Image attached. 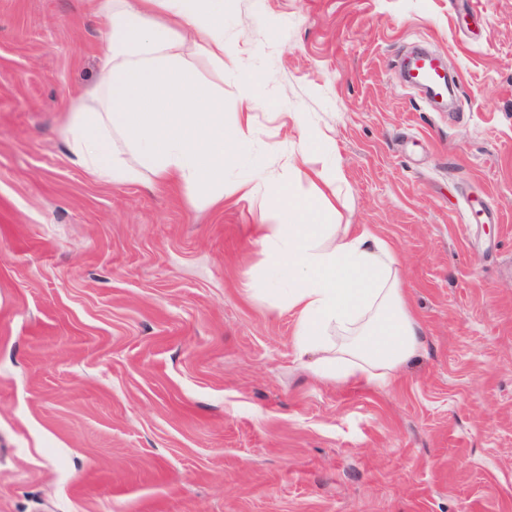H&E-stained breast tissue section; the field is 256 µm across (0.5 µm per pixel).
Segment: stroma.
I'll list each match as a JSON object with an SVG mask.
<instances>
[{
	"label": "stroma",
	"instance_id": "obj_1",
	"mask_svg": "<svg viewBox=\"0 0 512 512\" xmlns=\"http://www.w3.org/2000/svg\"><path fill=\"white\" fill-rule=\"evenodd\" d=\"M235 58L196 59L254 138L341 162L337 224L394 247L422 330L392 384L316 378L260 292L263 198L112 185L58 136L99 78L85 0H0V512H512V0H224ZM456 79L441 110L413 48ZM489 205L495 219L476 221ZM295 128L298 133L299 145L304 154L309 149L320 147L322 152L329 150L331 143L325 134L309 126L305 121L296 117Z\"/></svg>",
	"mask_w": 512,
	"mask_h": 512
}]
</instances>
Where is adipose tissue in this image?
<instances>
[{"label": "adipose tissue", "mask_w": 512, "mask_h": 512, "mask_svg": "<svg viewBox=\"0 0 512 512\" xmlns=\"http://www.w3.org/2000/svg\"><path fill=\"white\" fill-rule=\"evenodd\" d=\"M105 25L100 77L72 100L61 128L71 164L102 183L149 177L209 203L264 196L273 221L260 243L266 281L297 315L298 356L319 353L318 376L337 382L388 383L417 356L421 328L395 269L393 247L370 228L335 224L340 164L325 134L296 120L302 150L321 148L322 169L288 166L273 180L254 166L244 180L224 177L234 147L252 135L245 94L234 126L224 96L187 62L216 64L235 50L224 42V0H86ZM165 12L167 21L155 18Z\"/></svg>", "instance_id": "1"}]
</instances>
